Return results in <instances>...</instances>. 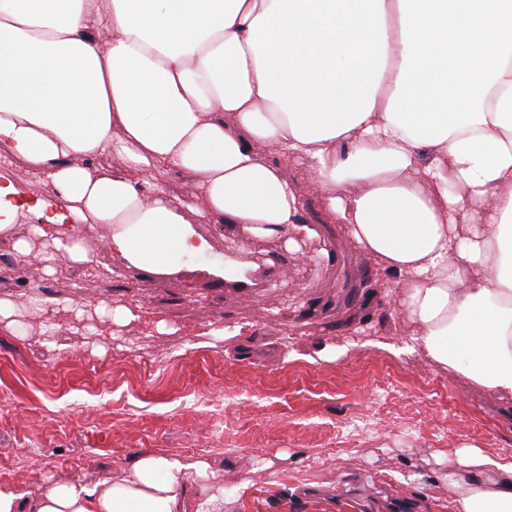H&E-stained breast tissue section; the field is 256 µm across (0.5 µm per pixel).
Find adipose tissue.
<instances>
[{
    "label": "adipose tissue",
    "mask_w": 512,
    "mask_h": 512,
    "mask_svg": "<svg viewBox=\"0 0 512 512\" xmlns=\"http://www.w3.org/2000/svg\"><path fill=\"white\" fill-rule=\"evenodd\" d=\"M202 220L289 250L343 225L401 276L429 356L512 397V0H0V239L16 264L37 238L46 272L91 267L96 225L117 263L162 277L211 252ZM459 465L455 512H512L511 460ZM208 470L146 453L93 486L0 488V512H211Z\"/></svg>",
    "instance_id": "adipose-tissue-1"
}]
</instances>
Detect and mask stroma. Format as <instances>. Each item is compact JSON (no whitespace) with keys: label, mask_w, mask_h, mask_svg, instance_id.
Instances as JSON below:
<instances>
[{"label":"stroma","mask_w":512,"mask_h":512,"mask_svg":"<svg viewBox=\"0 0 512 512\" xmlns=\"http://www.w3.org/2000/svg\"><path fill=\"white\" fill-rule=\"evenodd\" d=\"M199 230L238 256L239 232ZM102 236L83 230L93 270L50 275L0 240V297L53 300L26 335L0 330L1 489L92 486L152 452L209 463L221 512H454L463 453L512 460V398L429 357L400 278L379 281L342 225L252 251L243 285L206 274L213 254L143 276ZM102 304L135 318L115 325Z\"/></svg>","instance_id":"obj_1"}]
</instances>
